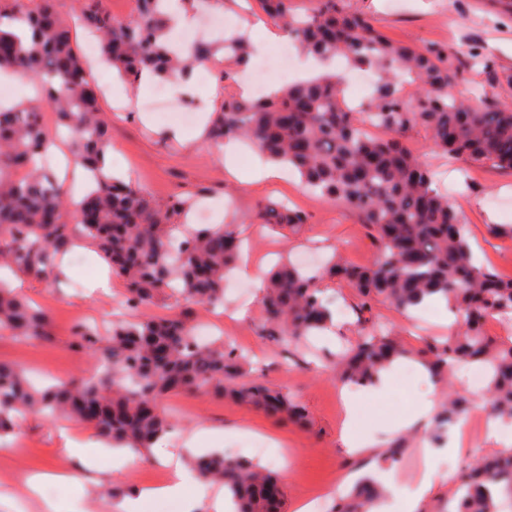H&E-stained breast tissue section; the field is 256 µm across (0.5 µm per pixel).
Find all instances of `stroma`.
<instances>
[{"label":"stroma","mask_w":512,"mask_h":512,"mask_svg":"<svg viewBox=\"0 0 512 512\" xmlns=\"http://www.w3.org/2000/svg\"><path fill=\"white\" fill-rule=\"evenodd\" d=\"M223 13L231 28H238L243 14L256 19L251 40L262 54L282 46V39L271 40L267 30L274 24L263 14L258 0L245 6L222 0ZM349 11L367 13L376 28L388 38L409 46L435 43L447 46L459 56L471 53L485 58V65L466 69L462 82L467 89L483 93L485 103L512 108V11L500 0H343ZM203 77L195 78L194 92H186L181 82H167L171 97L191 105L196 111L219 112L225 99L242 95L237 79H225L223 59L203 63ZM130 104L116 112L113 100L104 99L102 109L108 113L112 127V159L122 162L123 175L133 186L152 198L169 200L193 195L210 206L211 223H240L247 239L246 257L274 265L281 260H297L307 255L313 265H320L332 254L358 266L370 265L376 258L369 231L358 217L325 202L303 188L298 175L284 173L276 183L248 187L243 175L253 171L259 157L249 145H241L235 162L242 177L229 179L224 159L210 147L206 137L183 141L171 137L177 120H158L142 111L144 99L137 89L125 88ZM406 145L435 173L436 184L447 192L466 220L467 234L481 261L503 277H512V238H496L491 225L512 224V209L493 206L496 198L512 200V171L487 167H470L449 163L436 153L424 131L409 134ZM287 198L305 216L306 222L294 234L254 221L261 203ZM80 255L90 257L89 265L68 266L65 276L55 281L27 279L26 297L50 316L51 341L16 339L0 335V361L19 366L40 383L92 376L96 357L77 350L74 327L80 319L88 322L109 316L123 308L124 285L111 290L97 288L107 276L108 267L94 258L91 246H83ZM326 294L334 308L340 309L330 333L284 345L261 333L263 310L261 293L251 287L239 290L237 277L224 284V306L216 312H198L197 321H223L224 336L249 352L252 364L246 378L295 394L309 416L307 427L299 428L232 400L218 399L206 393L174 394L164 398V408L180 412L177 427L158 440L149 455L131 467L116 466L114 460L101 455L99 439L87 424L71 422L72 433L87 448V455L100 472L99 482L91 487L80 483L50 484L43 496L60 504L61 512H112L119 489L128 488L129 469L142 471L145 483L154 474L169 475L170 463L186 462L194 447L208 451L235 449L237 455L258 462L275 471L284 492L285 512H296L298 504L322 492L318 512H331L339 495L328 481L332 474L352 475L362 470L363 461L347 455L340 440L342 419L337 414L342 385L325 370L327 358L347 347L355 338L357 300L345 285L330 282ZM373 320L396 332L413 350L423 348L426 338L448 333V311L433 307L428 313L413 317L396 311L389 303L374 305ZM395 373H410L406 382L390 381L384 394L376 395L363 388L353 394L354 431L364 439L375 441L384 449L395 440L393 424L419 403H441L447 389L426 378L421 365L406 360L394 368ZM60 419L40 414L25 416L16 432L0 440V468L4 471L31 473L36 470L65 471L72 462L61 450L57 430ZM269 439L267 454L250 447L249 437ZM409 446L399 462L376 459L375 467L383 481L393 483L402 498L417 489L426 468L440 473L456 471L473 456L487 454L489 443L481 427H474L470 444L458 452L448 450L447 443L431 447L428 463H421L419 445L427 443L428 430H408Z\"/></svg>","instance_id":"35a3bbf8"}]
</instances>
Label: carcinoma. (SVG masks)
I'll return each mask as SVG.
<instances>
[{
    "label": "carcinoma",
    "instance_id": "carcinoma-1",
    "mask_svg": "<svg viewBox=\"0 0 512 512\" xmlns=\"http://www.w3.org/2000/svg\"><path fill=\"white\" fill-rule=\"evenodd\" d=\"M265 14L288 31L302 52L318 59L344 58L354 68L376 71L379 80L365 104L352 112L343 101L337 73L288 84L277 93L244 101L224 100L208 133L211 145L228 139L252 142L269 160L286 164L324 200L355 213L377 243L367 267L331 260L311 274L286 263L263 286V331L283 344L299 341L330 325L322 297L329 279L354 292L360 330L351 347L330 362L336 378L358 386L373 384L380 371L410 351L387 328L368 330L373 304L385 301L407 313L445 302L455 328L418 351L439 380L454 376L462 362L487 372L492 414L512 421V340L487 335L486 322L512 315V279L476 260L462 213L432 188L429 168L405 144L422 129L438 153L512 171V108L478 105L449 89L464 61L448 48H421L388 39L366 15L347 12L340 0H260ZM56 0H12L0 12V70L25 76L35 97L0 105V262L36 279L59 273L58 263L80 241L96 247L127 290L133 319L112 320L106 335L80 323L76 347L96 354L100 375L34 389L20 368L0 363V434L15 431L22 412L64 415L132 448H150L170 430L161 401L176 393L210 392L303 424L304 408L290 393L244 381L245 356L229 341L200 345L194 316L147 313L176 284L189 306L224 303V276L239 257L237 224L173 230L195 205L191 197L160 202L123 179L105 173L112 139L100 94L79 52L72 26L58 14ZM170 15L165 0H136L128 20H118L105 0H80V22L100 38L101 60L136 84L148 71L161 79L187 77L210 53L194 43L171 52ZM250 47L240 36L224 38V61L245 67ZM53 112L67 132L70 161L91 174L78 203L43 165L50 132L42 112ZM382 132L365 133L366 126ZM264 224L294 231L303 214L285 202L259 206ZM48 315L0 283V332L16 338L50 336ZM470 410L469 400L448 393L434 417L429 439L436 445ZM199 475L224 485L237 512H278L271 494L273 476L259 464L220 453L193 461ZM448 512H501L512 502V448L459 468ZM381 486L361 478L338 499L333 512H371Z\"/></svg>",
    "mask_w": 512,
    "mask_h": 512
}]
</instances>
